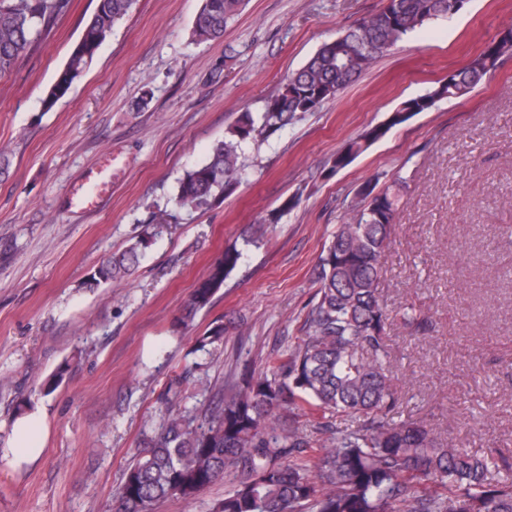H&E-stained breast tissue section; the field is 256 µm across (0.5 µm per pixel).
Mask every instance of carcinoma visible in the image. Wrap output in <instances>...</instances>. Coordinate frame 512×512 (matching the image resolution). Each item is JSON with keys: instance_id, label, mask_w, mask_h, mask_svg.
<instances>
[{"instance_id": "carcinoma-1", "label": "carcinoma", "mask_w": 512, "mask_h": 512, "mask_svg": "<svg viewBox=\"0 0 512 512\" xmlns=\"http://www.w3.org/2000/svg\"><path fill=\"white\" fill-rule=\"evenodd\" d=\"M136 0H99L97 10L49 89L50 109L67 94L116 23ZM69 0H0V73L33 48ZM245 0H203L192 37L218 39ZM448 14V0H396L391 11L362 17L323 44L282 82L260 112L241 113L210 158L187 170L177 192L181 208L206 209L229 196L241 179L242 144L281 130L300 113L336 98L378 57L427 22ZM512 50V29L498 34L455 70L463 97ZM448 96L438 84L409 99L383 122L336 153L333 169L348 166L414 112ZM405 178L380 177L359 190L353 222L340 224L316 266V290L302 336L268 361L260 376L244 375L216 389L217 401L194 412L169 413L145 434L144 450L129 466L112 512H154L161 501L191 496L220 478L234 484L214 512H512V463L453 447L420 419L395 420L398 405L386 343L389 311L379 283L392 242ZM150 238L140 237L97 267L90 285L122 281L137 268ZM241 253L227 248L186 301L177 325L189 328L209 307ZM405 325L424 328L412 307L399 309ZM228 329L214 321L199 348L220 346ZM321 414L311 436L288 417Z\"/></svg>"}]
</instances>
